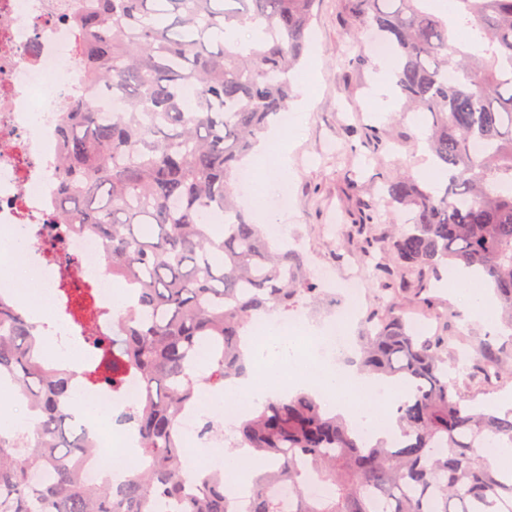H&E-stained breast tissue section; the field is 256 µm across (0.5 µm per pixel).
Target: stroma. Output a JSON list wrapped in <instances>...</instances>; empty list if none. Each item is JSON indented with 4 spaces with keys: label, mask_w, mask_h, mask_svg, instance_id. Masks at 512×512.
Returning a JSON list of instances; mask_svg holds the SVG:
<instances>
[{
    "label": "stroma",
    "mask_w": 512,
    "mask_h": 512,
    "mask_svg": "<svg viewBox=\"0 0 512 512\" xmlns=\"http://www.w3.org/2000/svg\"><path fill=\"white\" fill-rule=\"evenodd\" d=\"M346 0H320L310 28L307 53L297 73L307 79L308 107L294 110L293 120L278 141L290 159L287 181L271 176L269 165L258 168L266 187L263 211H249L256 224H278L290 247L314 255L337 275L358 268L368 304L380 298L372 262H384L386 251L365 258L363 245L352 236L358 199L378 197L383 182L397 175L423 177L424 147L415 143L428 117L401 107L379 111L374 96L378 70L375 54L362 56L358 66L343 65L344 55L355 54L358 43L374 41L372 33H357L347 19ZM360 195L352 197L349 186ZM338 232L327 239L324 227Z\"/></svg>",
    "instance_id": "1"
}]
</instances>
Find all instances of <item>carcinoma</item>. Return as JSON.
Listing matches in <instances>:
<instances>
[{
    "mask_svg": "<svg viewBox=\"0 0 512 512\" xmlns=\"http://www.w3.org/2000/svg\"><path fill=\"white\" fill-rule=\"evenodd\" d=\"M454 2L443 16L430 0L349 3L354 28L394 60L405 109L429 114L424 142L446 173L441 185L402 175L383 187L391 259L373 275L386 296L361 319L354 364L413 387L396 408L400 441H364L311 394L271 398L233 426L236 447L269 464L245 512H512V472L483 448L512 446V409L467 405L460 389L512 379V337L488 332L448 360L467 315L436 296L456 269L473 270L512 330V0ZM318 3L85 0L74 15L87 93L58 120L52 229L99 238L132 296L110 335L73 307L93 289L64 285L60 296L94 352L78 376L114 395L139 379L128 420L146 464L116 487L86 481L92 443L70 411L78 376L42 364L33 322L0 294V382L33 415L26 431L0 434V512H156L167 500L179 512H239L223 472L187 470L177 425L202 388L248 375L254 320L319 297L305 255L272 245L239 206L236 180L290 107ZM460 27L470 36L458 48L448 41ZM107 92L115 108L101 112ZM411 306L437 329L414 331ZM308 472L327 495L308 494Z\"/></svg>",
    "mask_w": 512,
    "mask_h": 512,
    "instance_id": "cac0c4a2",
    "label": "carcinoma"
}]
</instances>
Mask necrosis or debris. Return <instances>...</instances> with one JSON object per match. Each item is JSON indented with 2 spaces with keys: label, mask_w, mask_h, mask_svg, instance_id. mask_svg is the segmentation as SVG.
Instances as JSON below:
<instances>
[{
  "label": "necrosis or debris",
  "mask_w": 512,
  "mask_h": 512,
  "mask_svg": "<svg viewBox=\"0 0 512 512\" xmlns=\"http://www.w3.org/2000/svg\"><path fill=\"white\" fill-rule=\"evenodd\" d=\"M82 3L0 0V291L13 296L24 281L36 283L47 313L42 328L54 340L53 351L42 362L76 371L88 364L91 351L75 341L76 330L58 290L65 282L94 288L97 304L106 311L98 326L108 333L115 327L110 309L116 286L102 271L104 246L95 236H68L62 243L65 260L56 262L44 253L43 230L53 220L54 173L61 159L58 114L85 89L69 24ZM325 326L326 339L306 337L304 357L321 367L342 368L349 337L337 330L335 320ZM139 393L134 378L118 396L78 384L76 404L106 413L104 421L86 422L94 446V462L86 470L89 481H99L104 459L138 445L126 416Z\"/></svg>",
  "instance_id": "4bbe7bcc"
}]
</instances>
